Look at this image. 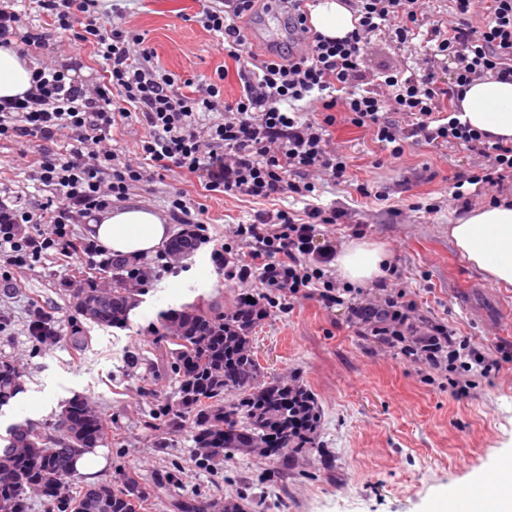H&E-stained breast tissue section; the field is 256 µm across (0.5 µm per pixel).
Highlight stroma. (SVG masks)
I'll list each match as a JSON object with an SVG mask.
<instances>
[{
  "label": "stroma",
  "instance_id": "obj_1",
  "mask_svg": "<svg viewBox=\"0 0 512 512\" xmlns=\"http://www.w3.org/2000/svg\"><path fill=\"white\" fill-rule=\"evenodd\" d=\"M203 0H100L97 11L115 27L145 34L155 64L202 88L223 78L226 98L242 89L240 64L217 49L196 21ZM35 62L71 69L87 84L98 83L101 67L92 49L73 53L52 39L29 46ZM424 55L420 46L400 48L379 36L365 68L403 69ZM333 141L351 158V180L328 189L324 198L346 207L345 223L334 226L337 245L355 228L390 252L409 299L458 334L490 349H512V288L483 278L456 251L448 226L453 208L423 217L418 203L444 195L452 177L469 172L473 155L461 148L431 147L410 139L403 157L375 168L383 157L371 133L337 122ZM378 181L389 201L361 196L360 184ZM0 191L22 192L30 201L44 192L34 179L32 158L20 157L14 143L0 141ZM181 192L204 205L209 233L248 221L256 204L206 192L196 178L170 174L133 186L128 201L164 215L174 232L182 226L168 210V197ZM401 208L402 216L391 214ZM203 246L179 273L151 278L125 327H104L75 312L70 285L100 279V266L86 256L50 255L25 268H12V285L0 287V358L22 374V391L0 406V448L12 426L28 424L53 432L66 402L82 395L109 422L107 464L99 477L121 481L133 472L155 488L159 474L176 469L180 495L207 494L244 505L246 512H435L439 504L478 497L495 477L503 458L512 457V362L479 380L470 396L454 397L439 374H426L362 335L344 309H324L303 298L291 308H272L256 328L252 346L266 379L296 383L317 401L315 444L293 464L257 456L197 464L187 432L160 428L159 419L175 401L168 345L155 333L160 316L189 306L230 304L240 290L226 284ZM53 312L57 343L36 345L27 325L34 305ZM85 337L73 347V335Z\"/></svg>",
  "mask_w": 512,
  "mask_h": 512
}]
</instances>
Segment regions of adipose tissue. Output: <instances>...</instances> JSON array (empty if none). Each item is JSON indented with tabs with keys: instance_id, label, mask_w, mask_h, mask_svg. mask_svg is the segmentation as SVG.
Here are the masks:
<instances>
[{
	"instance_id": "obj_1",
	"label": "adipose tissue",
	"mask_w": 512,
	"mask_h": 512,
	"mask_svg": "<svg viewBox=\"0 0 512 512\" xmlns=\"http://www.w3.org/2000/svg\"><path fill=\"white\" fill-rule=\"evenodd\" d=\"M311 23L321 34L341 38L354 28V17L343 0H316ZM34 64L15 48L0 47V98L24 93L30 87ZM464 121L473 128L512 140V81L493 78L474 81L462 94ZM90 235L115 256H151L171 239V228L145 207L128 204L98 213ZM448 238L468 263L491 282L512 286V201L470 211L448 227ZM390 255L369 239H355L341 248L335 261L341 279L367 284L385 277ZM467 512H512V460H503L496 481L466 506Z\"/></svg>"
}]
</instances>
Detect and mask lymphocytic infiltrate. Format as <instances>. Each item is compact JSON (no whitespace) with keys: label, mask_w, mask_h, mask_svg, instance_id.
I'll return each instance as SVG.
<instances>
[{"label":"lymphocytic infiltrate","mask_w":512,"mask_h":512,"mask_svg":"<svg viewBox=\"0 0 512 512\" xmlns=\"http://www.w3.org/2000/svg\"><path fill=\"white\" fill-rule=\"evenodd\" d=\"M31 2L62 45L74 52L93 48L104 77L88 85L44 64L33 70L23 96L0 99V140L18 145L20 157L34 156L35 177L49 190L36 204L20 194L0 198V260L8 270L51 252L102 255L97 242L71 238L75 216L104 211L144 178L172 172L197 177L208 192L259 203L252 220L230 225L227 243L212 254L225 282L259 285L252 306L285 308L313 298L327 309L345 307L367 335L426 371L447 375L455 396L512 361L510 352L494 356L457 335L403 291L390 288L372 300L363 288L338 286L331 227L348 212L316 201L321 177L348 179L347 156L330 147L340 118L372 131L391 161L413 137L473 153L477 167L454 176L448 190L449 201L464 206L469 186L495 187L512 175V143L459 119L461 94L473 81L512 80V0H448L445 15L435 19L426 0H347L356 22L341 39L317 32L297 0H287L298 44L263 55L246 54L245 23L267 11L269 0H206L203 28L217 47L245 61L243 90L231 100L216 80L183 93L172 74L157 69L145 36L109 25L96 14L95 0ZM385 32L407 48L424 38V66L367 72L368 46ZM441 67L450 72L444 86ZM135 113L146 124L137 162L110 146L114 129ZM65 132L71 138L64 151L40 148V141ZM289 197L302 209L282 206ZM8 270L0 281L10 282Z\"/></svg>","instance_id":"lymphocytic-infiltrate-1"}]
</instances>
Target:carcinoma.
<instances>
[{
    "label": "carcinoma",
    "instance_id": "cac0c4a2",
    "mask_svg": "<svg viewBox=\"0 0 512 512\" xmlns=\"http://www.w3.org/2000/svg\"><path fill=\"white\" fill-rule=\"evenodd\" d=\"M108 288L85 280L88 310L77 314L106 327L127 323L137 293L125 287L126 266L104 263ZM257 312L240 303L230 309L215 306L173 310L163 317L169 333L161 339L173 345L170 366L177 384L176 405L168 409L166 426L190 428L200 461L230 459L236 454L275 456L282 466L308 449L318 423L317 404L306 388L277 380L265 381L252 346ZM21 374L0 360V403L21 387ZM239 398L224 402V391ZM106 423L83 396L72 397L57 424V433H42L18 425L0 452V512H29L33 495L44 498L49 512H145L151 493L137 475L114 485L101 481L78 484L76 458L107 442ZM171 512H245L243 505L201 495H173Z\"/></svg>",
    "mask_w": 512,
    "mask_h": 512
}]
</instances>
